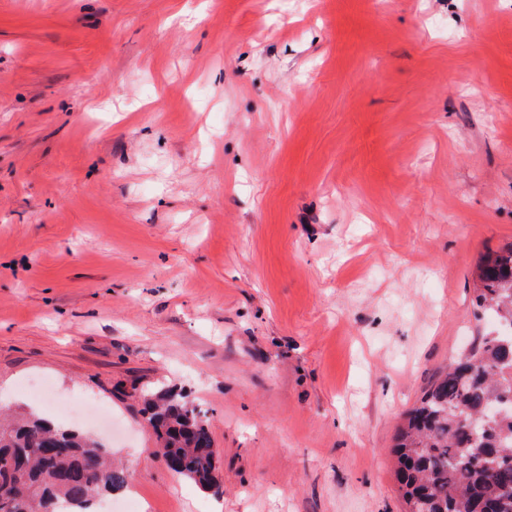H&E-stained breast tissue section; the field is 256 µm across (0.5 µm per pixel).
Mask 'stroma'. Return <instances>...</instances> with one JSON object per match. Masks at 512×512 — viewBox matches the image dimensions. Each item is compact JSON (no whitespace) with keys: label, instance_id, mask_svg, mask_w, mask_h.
<instances>
[{"label":"stroma","instance_id":"35a3bbf8","mask_svg":"<svg viewBox=\"0 0 512 512\" xmlns=\"http://www.w3.org/2000/svg\"><path fill=\"white\" fill-rule=\"evenodd\" d=\"M512 243V0H0V409L112 512H404L405 412ZM181 388L220 493L141 412Z\"/></svg>","mask_w":512,"mask_h":512}]
</instances>
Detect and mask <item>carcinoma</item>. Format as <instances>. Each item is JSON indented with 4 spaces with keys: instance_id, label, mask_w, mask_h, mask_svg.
<instances>
[{
    "instance_id": "carcinoma-1",
    "label": "carcinoma",
    "mask_w": 512,
    "mask_h": 512,
    "mask_svg": "<svg viewBox=\"0 0 512 512\" xmlns=\"http://www.w3.org/2000/svg\"><path fill=\"white\" fill-rule=\"evenodd\" d=\"M473 305L497 329L474 337L406 415L395 436L397 480L406 505L425 512H512V411L485 417L512 399V245L479 266ZM142 413L174 473L197 487H219L206 419L172 388L142 397ZM128 472L87 436L35 415L0 423V512L84 510L127 487Z\"/></svg>"
}]
</instances>
